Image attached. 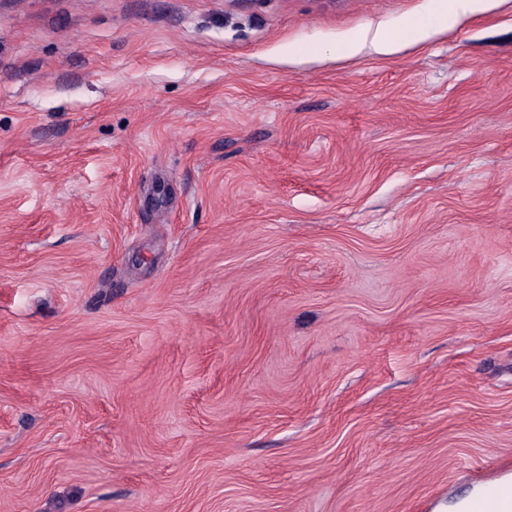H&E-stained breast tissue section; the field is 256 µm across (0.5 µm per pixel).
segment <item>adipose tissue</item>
<instances>
[{"label": "adipose tissue", "instance_id": "adipose-tissue-1", "mask_svg": "<svg viewBox=\"0 0 512 512\" xmlns=\"http://www.w3.org/2000/svg\"><path fill=\"white\" fill-rule=\"evenodd\" d=\"M488 0H435L432 12L423 18H417L403 24L395 31L381 26H367L351 40L339 46V53L359 54L365 48L389 54L395 52L400 44L420 43L438 29L448 28L454 19L461 15L485 11Z\"/></svg>", "mask_w": 512, "mask_h": 512}]
</instances>
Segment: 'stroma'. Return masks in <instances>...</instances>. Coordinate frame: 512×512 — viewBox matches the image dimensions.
<instances>
[{
    "mask_svg": "<svg viewBox=\"0 0 512 512\" xmlns=\"http://www.w3.org/2000/svg\"><path fill=\"white\" fill-rule=\"evenodd\" d=\"M0 0V512H455L512 476V0ZM488 0H435L432 12L403 24L395 31L376 25H368L351 40L340 45L336 52L345 55L359 54L370 47L378 53L389 54L397 50L400 43H420L437 29H448L460 15L483 12Z\"/></svg>",
    "mask_w": 512,
    "mask_h": 512,
    "instance_id": "1",
    "label": "stroma"
}]
</instances>
